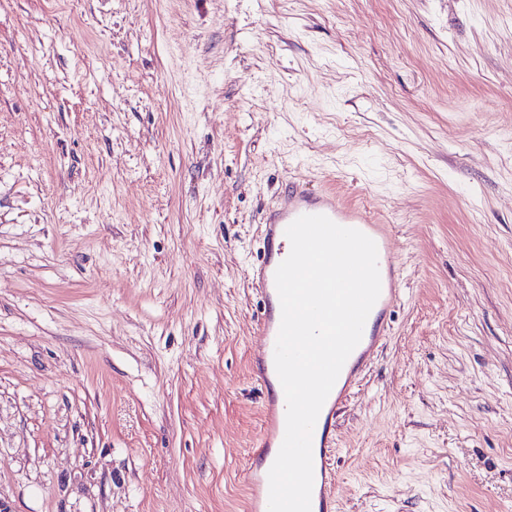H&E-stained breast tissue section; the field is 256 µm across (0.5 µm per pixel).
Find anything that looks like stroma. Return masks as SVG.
I'll use <instances>...</instances> for the list:
<instances>
[{
	"label": "stroma",
	"mask_w": 512,
	"mask_h": 512,
	"mask_svg": "<svg viewBox=\"0 0 512 512\" xmlns=\"http://www.w3.org/2000/svg\"><path fill=\"white\" fill-rule=\"evenodd\" d=\"M295 185L399 269L338 512H512V0H0V507L246 512Z\"/></svg>",
	"instance_id": "stroma-1"
}]
</instances>
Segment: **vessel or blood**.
I'll use <instances>...</instances> for the list:
<instances>
[{
	"mask_svg": "<svg viewBox=\"0 0 512 512\" xmlns=\"http://www.w3.org/2000/svg\"><path fill=\"white\" fill-rule=\"evenodd\" d=\"M310 214L325 215L338 225L357 229L370 237L377 246L381 278V293L366 320L362 339L346 360L319 413L312 434L314 479L311 512H334L335 473L329 462L333 443L330 432L332 420L358 373L363 370L383 340L384 319L398 295V290L394 258L387 246L385 234L379 233L377 225L368 223L367 219L362 217L351 219L348 208L331 197L312 200L300 195L290 200L288 205L277 212L273 223L265 227L267 251L259 270V278L266 305L258 319L263 344L257 355L260 363L257 380L262 387H271L277 378L274 353L282 311L275 284V272L291 249L285 231L298 217ZM265 414L266 429L262 445L267 449L281 447L286 429V406L278 397H268ZM269 470V464L263 463L249 467L245 472V480L252 489V499L248 504L250 512H268Z\"/></svg>",
	"mask_w": 512,
	"mask_h": 512,
	"instance_id": "vessel-or-blood-1",
	"label": "vessel or blood"
}]
</instances>
